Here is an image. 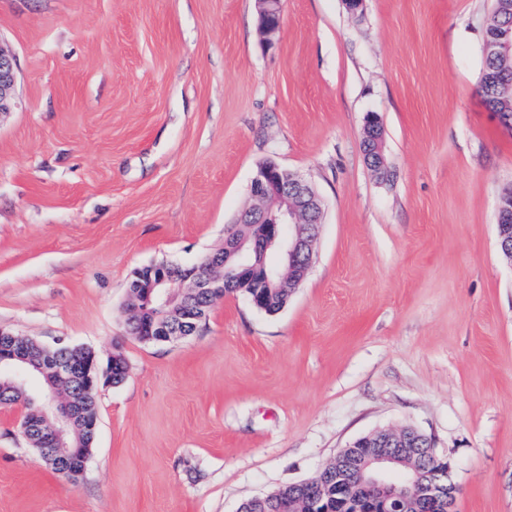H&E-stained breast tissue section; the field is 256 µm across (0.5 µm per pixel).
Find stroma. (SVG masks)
<instances>
[{
    "label": "stroma",
    "mask_w": 512,
    "mask_h": 512,
    "mask_svg": "<svg viewBox=\"0 0 512 512\" xmlns=\"http://www.w3.org/2000/svg\"><path fill=\"white\" fill-rule=\"evenodd\" d=\"M494 0H0V327L122 354L78 484L0 411V512H237L411 427L456 512H512V134L478 92ZM380 116L390 180L368 170ZM272 158L325 204L279 313L243 295L177 343L126 332L133 272L198 263ZM259 6L260 30L267 40L278 33L281 22V0H256ZM15 79L14 58L0 48V115L7 113L14 104ZM498 248L502 256L512 263V195L506 193L497 209Z\"/></svg>",
    "instance_id": "35a3bbf8"
}]
</instances>
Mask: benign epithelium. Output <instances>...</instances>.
<instances>
[{"instance_id": "1", "label": "benign epithelium", "mask_w": 512, "mask_h": 512, "mask_svg": "<svg viewBox=\"0 0 512 512\" xmlns=\"http://www.w3.org/2000/svg\"><path fill=\"white\" fill-rule=\"evenodd\" d=\"M260 30L269 39L278 33L281 0H256ZM505 31H485V53L493 57L512 56V20ZM15 61L0 49V114L14 104ZM362 145L370 171L387 180L391 171L384 157V126L375 113L367 115ZM251 194L257 205L244 210L238 223L247 228L239 234L224 233V251L208 254L199 264L185 271L168 263L137 270L128 284V293L137 295L130 311L150 313L146 328L138 334L152 336L163 343H174L194 335L197 323L204 320L207 300L235 294L242 278L253 280L263 295L298 286L312 264L313 245L322 224L323 204L315 187L300 175L274 162L261 163L251 182ZM498 248L512 262V195L507 193L497 209ZM29 339L0 328V365L15 368L11 381L0 384V391L18 395L14 404L19 432L24 441L36 447L49 465L64 468L70 480L78 482L84 475L89 455L82 449L91 447L99 428V416L92 408L93 393L101 386L115 384L116 372L126 367L125 359L111 355L103 360L92 348L68 346L65 355L45 353L40 362L31 361ZM37 371L47 384L54 380L79 383L82 394L76 399L58 394L55 388L42 394L43 403L28 410L30 397L25 391L26 376ZM81 424L84 440H70L74 422ZM424 453L439 462L440 469L426 483L419 481L415 470L400 473L399 482L391 474L405 464L403 456L418 443ZM343 463L332 470L324 469L315 477L297 484L300 495L312 502V512H328L322 506L326 488L336 485L345 494L352 484L363 488L368 499L382 504L383 512H406L408 493L421 488L423 508L437 512H454L457 488L450 478L448 463L438 456L432 440L412 428L385 429L356 439L339 452Z\"/></svg>"}]
</instances>
